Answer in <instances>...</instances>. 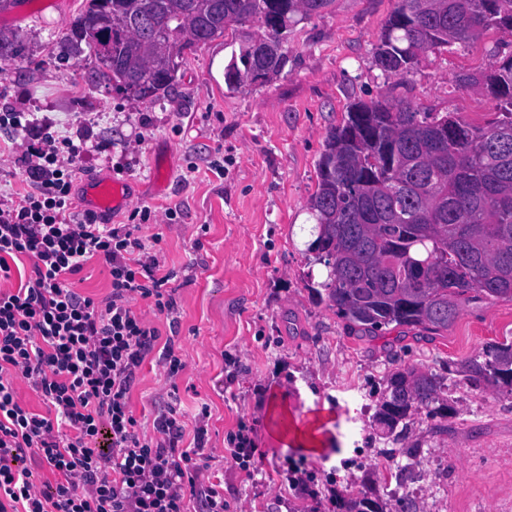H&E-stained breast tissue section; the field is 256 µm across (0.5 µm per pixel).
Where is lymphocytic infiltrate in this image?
Listing matches in <instances>:
<instances>
[{"instance_id": "obj_1", "label": "lymphocytic infiltrate", "mask_w": 512, "mask_h": 512, "mask_svg": "<svg viewBox=\"0 0 512 512\" xmlns=\"http://www.w3.org/2000/svg\"><path fill=\"white\" fill-rule=\"evenodd\" d=\"M1 127L24 135V177L0 201V512H231L207 476V409L186 432L167 391L148 432L129 406L149 355L159 353L170 380L186 366L174 349L180 320L162 238L139 234L150 210L110 224L78 209L82 146L47 130L27 135L14 112L0 114ZM95 259L111 280L102 300L70 281ZM23 260L31 269L19 279ZM161 316L166 338L154 324ZM23 385L46 414L20 402Z\"/></svg>"}]
</instances>
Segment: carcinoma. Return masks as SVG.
<instances>
[{
    "instance_id": "1",
    "label": "carcinoma",
    "mask_w": 512,
    "mask_h": 512,
    "mask_svg": "<svg viewBox=\"0 0 512 512\" xmlns=\"http://www.w3.org/2000/svg\"><path fill=\"white\" fill-rule=\"evenodd\" d=\"M335 0H89L72 35L103 65V77L139 99L149 64L198 47L196 36L259 22L263 37L288 41L290 29ZM488 28L512 36V0H396L375 46L386 76L412 70L421 56L473 41ZM112 40V61L99 53ZM261 46L246 40L224 67L228 89L240 74L264 72ZM461 87H479L497 117L484 127L450 112H421L407 100L358 101L330 128L309 202L315 239L308 251L326 270L327 306L351 331L394 325L444 332L464 303L512 299V54ZM475 384L512 392V342L490 345L460 364ZM441 377L404 368L391 374L373 422L385 436L421 407L432 416ZM345 512H383L377 491L344 502Z\"/></svg>"
}]
</instances>
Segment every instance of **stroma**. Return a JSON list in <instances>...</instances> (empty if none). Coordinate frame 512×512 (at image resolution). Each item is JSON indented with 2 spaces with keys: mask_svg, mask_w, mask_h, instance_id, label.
I'll list each match as a JSON object with an SVG mask.
<instances>
[{
  "mask_svg": "<svg viewBox=\"0 0 512 512\" xmlns=\"http://www.w3.org/2000/svg\"><path fill=\"white\" fill-rule=\"evenodd\" d=\"M396 0H335L288 36V62L263 84L227 89L218 71L241 41L261 35L251 22L186 54L167 92L145 100L123 94L99 73L85 43L71 35L85 0H23L0 10V31L19 45L0 74V113H24L34 127L84 143L75 187L116 177L129 204L112 214L125 224L149 208L143 235L160 234L180 316L177 376L186 429L208 406V475L222 482L238 512H339V503L374 489L385 512H512V394L477 386L450 364L512 341V300L463 305L447 332L406 327L352 334L312 288L324 269L308 251L309 200L327 131L350 103L407 98L430 112H454L484 124L494 101L460 88L463 73L494 69L512 53L497 30L473 43L427 53L408 74L385 77L374 48ZM442 376L448 415L420 409L400 440L380 436L372 417L389 375L400 367ZM148 358L129 396L134 415L152 420L169 385ZM289 415H323L326 445L312 453L277 440L266 404ZM362 415L366 435L349 436ZM254 429L261 455L253 479L241 476L226 449L239 420ZM438 458L420 473V495L393 499L381 457ZM303 468L298 484L274 466Z\"/></svg>",
  "mask_w": 512,
  "mask_h": 512,
  "instance_id": "1",
  "label": "stroma"
}]
</instances>
